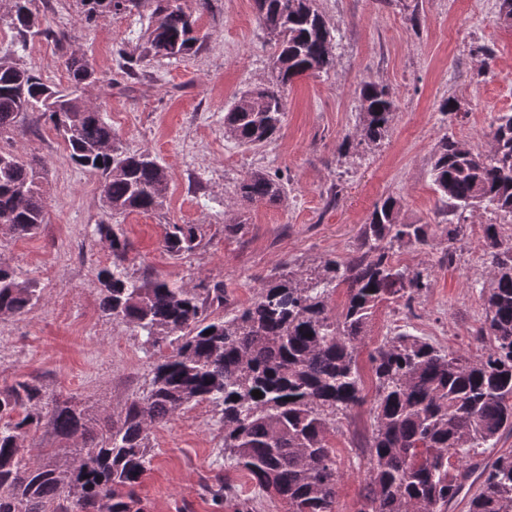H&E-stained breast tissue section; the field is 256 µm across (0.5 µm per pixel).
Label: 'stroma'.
Returning a JSON list of instances; mask_svg holds the SVG:
<instances>
[{"label":"stroma","mask_w":512,"mask_h":512,"mask_svg":"<svg viewBox=\"0 0 512 512\" xmlns=\"http://www.w3.org/2000/svg\"><path fill=\"white\" fill-rule=\"evenodd\" d=\"M196 21L197 50L179 60L142 56L148 20L126 13L86 20L77 0H35L41 32L17 44L0 21V57L67 86L66 62L83 56L101 83L84 99L111 124L124 149L146 151L166 167L161 209L118 216L130 248L127 272L142 280L190 287L220 282L230 303H250L275 268L303 272L352 250L358 229L376 204L393 196L411 224H465L453 267L439 265L437 241L402 248L401 266L428 268L434 284L411 303H384L358 350L365 397L374 394L370 355L394 331L405 330L441 347L474 351L471 333L484 315L479 289L488 278L482 227L512 225L489 208L449 212L434 190L430 158L444 135L476 151L490 147V123L512 112V26L497 17V0H318L336 37L333 68L297 78L288 88L280 132L245 147L224 137V115L240 91L266 83L272 48L254 0H179ZM374 82L397 105L388 137L349 152L339 146L360 122L357 89ZM455 97L459 115L440 103ZM0 148L40 160L47 208L38 234L0 233V261L35 282L40 299L26 314L0 316V387L39 380L49 396L74 398L87 436L59 437L41 423L28 442L38 463L60 467L89 447V435L117 420L129 398L148 388L154 354L136 329L102 309L99 269L109 249L95 233L104 217L99 174L73 163L53 125L28 117ZM279 173L287 196L248 211L233 204L236 185L254 171ZM241 222L238 234L225 224ZM169 224H198L203 240L191 254L162 247ZM373 421L368 406L341 419L330 440L340 475L338 512H354L364 486L360 443ZM152 460L137 489L145 512H232L212 490L229 485L257 512H280L259 496L247 473L224 465L219 407L193 405L150 434Z\"/></svg>","instance_id":"stroma-1"}]
</instances>
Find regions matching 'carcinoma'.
<instances>
[{
	"instance_id": "1",
	"label": "carcinoma",
	"mask_w": 512,
	"mask_h": 512,
	"mask_svg": "<svg viewBox=\"0 0 512 512\" xmlns=\"http://www.w3.org/2000/svg\"><path fill=\"white\" fill-rule=\"evenodd\" d=\"M9 27L21 44L40 33L33 0H7ZM271 41L273 75L257 95L248 89L224 116V137L243 146L273 138L286 111L294 79L329 71L335 36L318 0H254ZM88 21L149 8L145 51L177 59L199 37L196 20L177 0H81ZM71 85L59 89L32 70L0 59V136L20 128L31 112L48 118L70 158L101 176L106 213L115 217L163 205L168 171L148 152L128 153L112 125L91 109L78 89L100 82L81 57L67 61ZM361 118L340 149L377 144L388 136L396 102L384 85L366 82L358 92ZM491 148L474 151L450 135L435 145V190L457 210L484 204L512 216V112L490 124ZM281 178L256 171L235 189L242 205L285 196ZM400 201L386 197L358 230L349 257H330L307 273L282 270L262 282L250 305L229 308L224 285L175 288L138 281L125 263L129 243L114 225H97L111 265L98 271L103 309L138 329L143 345L172 348L152 363L146 393L130 398L119 420L91 438L77 464L47 468L28 455L25 442L43 417L69 438L84 431L81 412L49 400L36 381L0 388V512H144L137 495L151 460L149 435L159 423L192 404L221 407L224 456L247 472L285 512H335L339 475L330 436L339 417L363 401L357 352L380 304L412 302L432 287L428 268L399 265L403 246L426 245L428 224L400 220ZM5 233L26 237L45 219L36 159L0 152V220ZM466 224H444L442 260L456 263L455 244ZM489 268L482 284L484 317L474 330L476 352L433 345L398 332L370 356L375 391L370 413L364 494L356 512H450L458 498L468 512H512V449L491 455L512 436V236L503 225L483 227ZM202 242L198 224H169L163 247L179 257ZM348 286L344 307L330 296ZM38 301L36 286L0 262V315H20ZM225 309L214 315L213 307ZM212 333H207V330ZM262 392L256 398L252 391ZM215 496L233 512H255L232 489Z\"/></svg>"
}]
</instances>
